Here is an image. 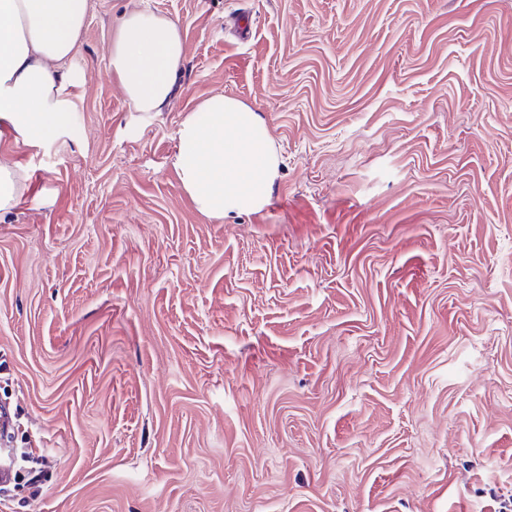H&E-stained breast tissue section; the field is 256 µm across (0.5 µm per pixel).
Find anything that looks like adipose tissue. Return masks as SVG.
Masks as SVG:
<instances>
[{
    "label": "adipose tissue",
    "mask_w": 512,
    "mask_h": 512,
    "mask_svg": "<svg viewBox=\"0 0 512 512\" xmlns=\"http://www.w3.org/2000/svg\"><path fill=\"white\" fill-rule=\"evenodd\" d=\"M88 8L89 0H0V116L26 141L53 135L62 120L53 71L77 55ZM182 58L179 22L141 9L121 20L109 67L137 111L157 112ZM171 164L196 209L216 219L263 208L280 176L261 116L224 95L184 118Z\"/></svg>",
    "instance_id": "ef3b65f1"
}]
</instances>
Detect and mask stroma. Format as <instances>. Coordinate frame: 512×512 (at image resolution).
<instances>
[{"mask_svg":"<svg viewBox=\"0 0 512 512\" xmlns=\"http://www.w3.org/2000/svg\"><path fill=\"white\" fill-rule=\"evenodd\" d=\"M51 137L0 120V401L47 464L0 512H512V0H90ZM178 19L168 105L108 66ZM224 94L280 160L200 214ZM183 58L178 20L141 9L127 13L112 37L109 67L139 112H159L171 97ZM171 164L196 209L216 219L263 208L280 176L261 116L224 95L205 99L184 118ZM19 196V182L15 170L0 166V210L11 207Z\"/></svg>","mask_w":512,"mask_h":512,"instance_id":"obj_1","label":"stroma"}]
</instances>
